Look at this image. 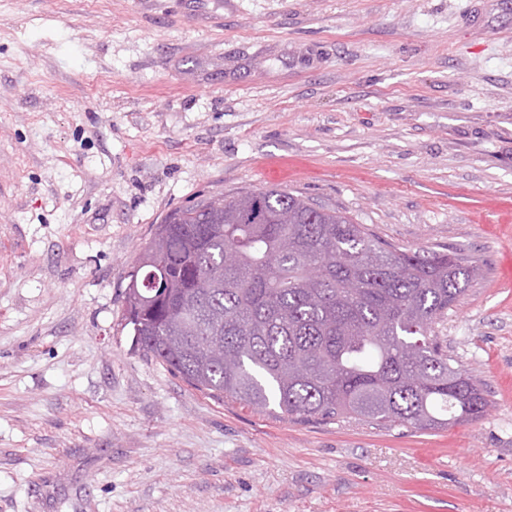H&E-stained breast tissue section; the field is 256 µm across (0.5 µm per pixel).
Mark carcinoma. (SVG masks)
<instances>
[{
    "label": "carcinoma",
    "instance_id": "1",
    "mask_svg": "<svg viewBox=\"0 0 512 512\" xmlns=\"http://www.w3.org/2000/svg\"><path fill=\"white\" fill-rule=\"evenodd\" d=\"M479 274L301 195L246 191L166 216L130 274L123 320L131 347L211 397L275 417L442 429L489 407L435 336Z\"/></svg>",
    "mask_w": 512,
    "mask_h": 512
}]
</instances>
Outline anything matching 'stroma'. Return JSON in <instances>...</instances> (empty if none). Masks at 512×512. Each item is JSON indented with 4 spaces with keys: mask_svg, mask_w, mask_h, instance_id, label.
<instances>
[{
    "mask_svg": "<svg viewBox=\"0 0 512 512\" xmlns=\"http://www.w3.org/2000/svg\"><path fill=\"white\" fill-rule=\"evenodd\" d=\"M277 186L480 274L439 430L292 421L131 348L173 209ZM0 512H512V0H0Z\"/></svg>",
    "mask_w": 512,
    "mask_h": 512,
    "instance_id": "1",
    "label": "stroma"
}]
</instances>
